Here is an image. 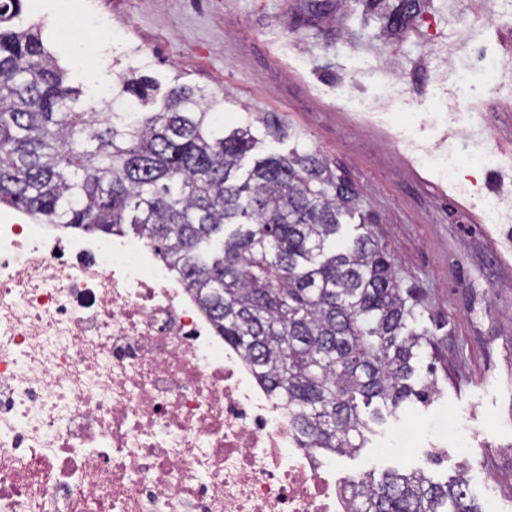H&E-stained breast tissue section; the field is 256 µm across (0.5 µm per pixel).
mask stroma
Returning a JSON list of instances; mask_svg holds the SVG:
<instances>
[{
  "label": "stroma",
  "mask_w": 512,
  "mask_h": 512,
  "mask_svg": "<svg viewBox=\"0 0 512 512\" xmlns=\"http://www.w3.org/2000/svg\"><path fill=\"white\" fill-rule=\"evenodd\" d=\"M79 22L69 39L44 33L46 47L71 85L117 74L180 81L224 100V122L271 112L289 136L264 139L260 154H287L300 136L337 177L360 194L347 221L354 236L365 224L395 260L403 289L419 297L433 332L420 369L434 368L427 403L403 404L376 426L364 448L337 457L341 478L381 477L421 469L437 480L465 470L481 506L512 512V287L460 216L434 214L435 202L403 169L402 143L449 158L455 184L485 200L501 169L494 150L512 139V0H421L414 23L383 33L363 0H70ZM468 49H458L462 36ZM113 37L107 66L91 72L79 60ZM504 61L499 92L483 97L476 52ZM340 112L383 113L392 133L382 166L375 147L340 126ZM485 113L483 137L471 115ZM457 137L440 142L438 130ZM423 429L410 455L382 453L405 425ZM465 449L456 452L457 439Z\"/></svg>",
  "instance_id": "1"
}]
</instances>
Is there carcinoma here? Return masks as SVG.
Here are the masks:
<instances>
[{
  "label": "carcinoma",
  "mask_w": 512,
  "mask_h": 512,
  "mask_svg": "<svg viewBox=\"0 0 512 512\" xmlns=\"http://www.w3.org/2000/svg\"><path fill=\"white\" fill-rule=\"evenodd\" d=\"M419 0L378 15L395 32ZM21 0H0V203L47 224L149 240L156 253L288 404L310 448L358 451L373 426L434 381L422 306L400 288L394 259L365 231L341 238L352 186L305 143L243 161L253 124L228 129L224 99L165 93L121 76L133 112L108 118L46 49L42 26L17 31ZM350 512H482L465 475L421 471L350 477Z\"/></svg>",
  "instance_id": "obj_1"
}]
</instances>
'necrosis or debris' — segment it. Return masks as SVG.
<instances>
[{"label": "necrosis or debris", "mask_w": 512, "mask_h": 512, "mask_svg": "<svg viewBox=\"0 0 512 512\" xmlns=\"http://www.w3.org/2000/svg\"><path fill=\"white\" fill-rule=\"evenodd\" d=\"M144 239L0 223V512H348Z\"/></svg>", "instance_id": "necrosis-or-debris-1"}]
</instances>
